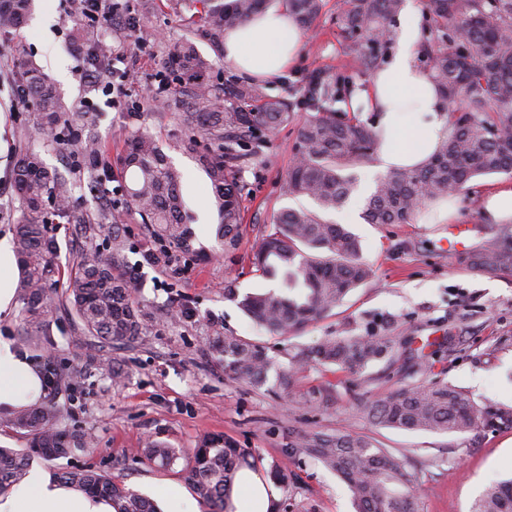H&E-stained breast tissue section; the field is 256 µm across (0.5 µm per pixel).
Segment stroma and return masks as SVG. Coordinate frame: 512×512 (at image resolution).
Masks as SVG:
<instances>
[{
    "mask_svg": "<svg viewBox=\"0 0 512 512\" xmlns=\"http://www.w3.org/2000/svg\"><path fill=\"white\" fill-rule=\"evenodd\" d=\"M337 3L326 0L321 17L302 32L295 63L267 79L270 95L300 99L304 78L318 69L350 76L357 89L367 88L368 77L346 53L336 24ZM123 8L139 18V30L126 36L109 32L105 38L111 46L135 52L138 81L128 90L143 105L139 116L114 109L103 90H89L82 79L83 61L70 47L78 22L66 0H34L23 28L0 32V69L17 61L51 77L64 69L66 77L57 83L63 101L68 108L82 104L98 113L97 125L84 135L98 141L112 174L120 172L118 159L126 141L139 129L150 130L183 172L181 193L193 216L196 243L211 250L212 256L199 260L177 254V275L162 265L143 264L146 251L159 253L164 245L138 214L127 210L116 231L102 232L96 244L108 251L113 238L123 243L116 268L128 276L132 298L143 314L141 336L94 350L76 335L70 315L60 310L50 316L51 345L37 348L22 338L21 304H14L10 316L0 319V341L26 354L37 373L52 364L81 378L77 389H48L44 396L59 410V429L82 437L84 446L61 458H36V465L54 476L67 469L93 468L150 497L157 486L181 485L185 478L178 470L139 458L136 450L147 437L189 451L203 437L221 435L247 449L253 467L265 474L287 465L277 512H353L346 485L295 447L302 435L346 430L404 456L409 467L419 470V512H470L487 486L512 477V430L459 435L385 428L367 421L357 403L384 399L399 388L403 379L397 366L407 363L411 350L420 347L430 354L435 371L476 402L512 407V278L471 274L456 252L444 248L448 225L367 223L363 210L379 173L366 164L356 170L357 189L350 200L328 218L359 237L362 256L372 267L370 279L331 313L295 334L275 336L256 327L240 302L273 283L256 272L253 252L283 208L312 205L309 199L281 192L295 160L298 123L305 113L297 111L293 122L268 132L259 160L238 173L243 220L236 246H225L216 234L210 181L196 156L179 148L184 129L171 112L149 107L141 93L143 84L162 72L166 51L188 36L190 26L170 8L169 0H125ZM15 95L1 78L0 239L11 238L20 215L11 171L16 154L28 144H42L45 163L72 180L74 197L84 211H95L104 201L102 192H89L87 176L74 171L68 153L46 144L36 126L34 100L19 108ZM506 183L512 184V174L483 176L472 190L457 195L456 221L471 229L467 245L499 232V225L485 221L480 200ZM48 231L57 241L53 260L64 273L57 286L62 292L69 286L73 262L87 245L73 235L70 225L52 224ZM371 325L388 327L395 340L391 361L376 362L361 375L333 366H308L297 373L291 396L276 387L257 388L230 378L210 346L217 333L258 342L285 371L295 352L324 337L360 333ZM446 340L454 346L452 353L438 349ZM106 365L119 371L120 382L103 373ZM313 389L329 394V403L304 401L303 393Z\"/></svg>",
    "mask_w": 512,
    "mask_h": 512,
    "instance_id": "35a3bbf8",
    "label": "stroma"
}]
</instances>
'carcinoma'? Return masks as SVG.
<instances>
[{
	"mask_svg": "<svg viewBox=\"0 0 512 512\" xmlns=\"http://www.w3.org/2000/svg\"><path fill=\"white\" fill-rule=\"evenodd\" d=\"M268 0H171L178 13L189 12L203 22L199 35L216 47L224 46V30L237 27L260 13ZM300 26H311L325 0H286ZM406 0H341L336 21L348 40L349 55L362 74L383 68L396 38L393 21ZM32 0H0V30H19L28 19ZM429 18L428 35L419 53L427 77L444 101L450 132L421 167L398 169L380 179L367 198L364 219L369 224H411L429 203L450 191H468L476 178L512 173V0H423ZM86 57L101 70L112 66L111 50L89 28L78 31ZM165 80L151 105L174 112L187 131L183 151L197 152L198 138L215 149L198 155L210 181L218 216L217 237L236 245L241 224V192L235 173L250 164L261 147L263 132L288 124L294 109L306 117L298 128L296 160L283 184L287 196L306 197L317 209L287 208L261 237L253 264L261 275L280 287L245 296L240 305L269 333L291 335L333 310L372 270L361 257L355 234L322 217L343 206L355 189L353 169L377 149L372 125L332 109L349 97L355 85L341 75L315 71L305 79L299 102L268 94L265 84L212 82V61L195 42L186 39L164 59ZM13 82L37 105L40 128L48 133L67 125V146L78 155L80 170L100 178L101 149L82 138L85 128L99 121L97 112H73L62 121L65 107L50 79L35 67L16 63ZM122 205L152 227L154 237L184 253H196L195 238L184 219L180 187L182 171L150 133L130 138L119 159ZM22 214L13 226L14 251L21 267L17 297L28 342L40 346L47 335L52 309L70 310L81 336L94 339L93 348L141 335L142 321L126 281L114 273L121 240L112 239V254L97 249L83 252L74 264V285L57 293L59 267L50 260L56 249L46 227L55 222L74 225V234L92 240L109 224L121 220L118 206L107 202L93 215L74 212L71 182L50 170L41 154L28 147L12 169ZM501 232L466 251L461 262L476 276L512 277V231ZM213 349L224 360V371L244 377L257 388L276 369L266 347L236 336L218 335ZM392 337L377 327L359 334L331 336L293 357L294 368L276 373V384L294 392L295 368L314 362L335 365L351 374L389 356ZM413 373L421 379L402 385L388 397L363 402L360 410L371 422L392 429L429 433L467 434L512 430V408L479 404L434 372L427 355L411 354ZM53 406L21 408L0 424L30 438V446L0 448V492L26 479L36 456L61 457L69 448L55 432ZM324 469L347 486L355 512H418L412 493L414 473L403 459L362 435L338 431L313 433L297 443ZM150 464L182 466L186 480L211 512H228L229 494L237 470L248 464L249 453L221 436L203 438L186 452L168 442L149 438L141 450ZM62 481L111 501L117 512H157L144 497L94 469L64 471ZM473 512H512V479L485 489Z\"/></svg>",
	"mask_w": 512,
	"mask_h": 512,
	"instance_id": "cac0c4a2",
	"label": "carcinoma"
}]
</instances>
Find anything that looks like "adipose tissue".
<instances>
[{"label": "adipose tissue", "mask_w": 512, "mask_h": 512, "mask_svg": "<svg viewBox=\"0 0 512 512\" xmlns=\"http://www.w3.org/2000/svg\"><path fill=\"white\" fill-rule=\"evenodd\" d=\"M418 16L407 8L396 51L374 74L363 93L381 133L376 160L380 170L411 168L425 161L448 133V114L435 87L416 61ZM301 31L288 10L271 7L224 32V61L245 76L271 78L296 58ZM41 396V379L25 356L0 344V412L10 413ZM280 493L258 470L236 474L230 502L233 512H274ZM0 512H116L110 501L53 480L33 468L21 485L0 494Z\"/></svg>", "instance_id": "ef3b65f1"}]
</instances>
